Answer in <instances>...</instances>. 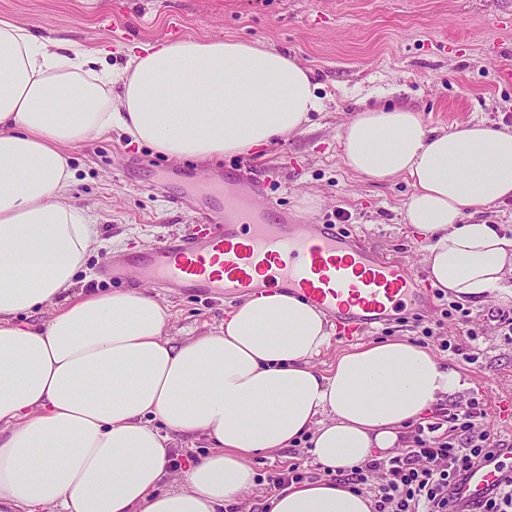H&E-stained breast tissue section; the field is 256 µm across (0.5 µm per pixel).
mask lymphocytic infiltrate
I'll return each instance as SVG.
<instances>
[{"label": "lymphocytic infiltrate", "instance_id": "f902f5d3", "mask_svg": "<svg viewBox=\"0 0 512 512\" xmlns=\"http://www.w3.org/2000/svg\"><path fill=\"white\" fill-rule=\"evenodd\" d=\"M484 417L475 401L451 409L446 436L417 438L399 456L352 469L349 481L357 488L381 474V484L374 487L375 512H449L453 484L501 444Z\"/></svg>", "mask_w": 512, "mask_h": 512}]
</instances>
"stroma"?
<instances>
[{"label":"stroma","instance_id":"obj_1","mask_svg":"<svg viewBox=\"0 0 512 512\" xmlns=\"http://www.w3.org/2000/svg\"><path fill=\"white\" fill-rule=\"evenodd\" d=\"M0 14L43 35L90 48L111 45L108 62L117 72L126 62L124 46L171 38L176 18L184 37L261 41L309 69L318 85L322 109L311 113L301 132L245 156L177 162L116 132L69 146L73 202L88 210L98 229L76 277L81 288L143 287L137 270L115 282L99 269L112 253L134 254L162 237L192 232L208 204L193 190V179L232 175L261 181L264 201L296 221L336 225L375 252L424 272V240L404 218L409 181L373 182L349 170L341 157V126L363 106L388 102L413 108L431 127L471 120L512 127V81L503 78L512 71V0H0ZM161 169L171 176L157 188ZM188 171L193 179H185ZM154 294L168 308L164 334L176 342L217 328L237 304L174 288ZM450 301L430 297L423 307L393 312L356 336L337 330L314 365L327 371L339 354L361 343L420 341L467 379L458 405L481 402L485 424L511 442L512 340L502 336L498 317L512 301L471 300L453 314ZM469 328L476 329V340L465 338ZM294 464L303 480L324 476L303 443L257 455L255 488L224 512H270L276 490L269 477Z\"/></svg>","mask_w":512,"mask_h":512}]
</instances>
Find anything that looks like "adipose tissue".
I'll return each instance as SVG.
<instances>
[{"label":"adipose tissue","instance_id":"ef3b65f1","mask_svg":"<svg viewBox=\"0 0 512 512\" xmlns=\"http://www.w3.org/2000/svg\"><path fill=\"white\" fill-rule=\"evenodd\" d=\"M108 50L0 15V512H218L255 485L254 456L306 438L330 479L287 486L270 512H373L338 471L401 447L409 427L469 384L406 339L313 360L332 326L279 288L173 342L142 288L74 291L97 237L73 205L66 146L116 130L171 160L246 155L301 130L322 102L308 69L259 42L184 38ZM344 165L407 177L405 220L433 287L512 299V236L475 222L512 198V130L425 124L404 106L343 124ZM49 311L44 326L21 321ZM212 451L170 468L175 435Z\"/></svg>","mask_w":512,"mask_h":512}]
</instances>
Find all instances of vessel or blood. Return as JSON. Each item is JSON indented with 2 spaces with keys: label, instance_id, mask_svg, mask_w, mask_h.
<instances>
[{
  "label": "vessel or blood",
  "instance_id": "b4317fda",
  "mask_svg": "<svg viewBox=\"0 0 512 512\" xmlns=\"http://www.w3.org/2000/svg\"><path fill=\"white\" fill-rule=\"evenodd\" d=\"M259 192L256 183L225 179L222 200L208 205L197 234L167 239L134 258L113 255L104 274L118 278L134 268L158 287L223 298L285 288L350 333L424 301L423 276L334 226L293 223L287 213L259 202ZM509 459L512 448H498L468 471L452 491L454 512H470L497 489L512 471L505 465Z\"/></svg>",
  "mask_w": 512,
  "mask_h": 512
}]
</instances>
